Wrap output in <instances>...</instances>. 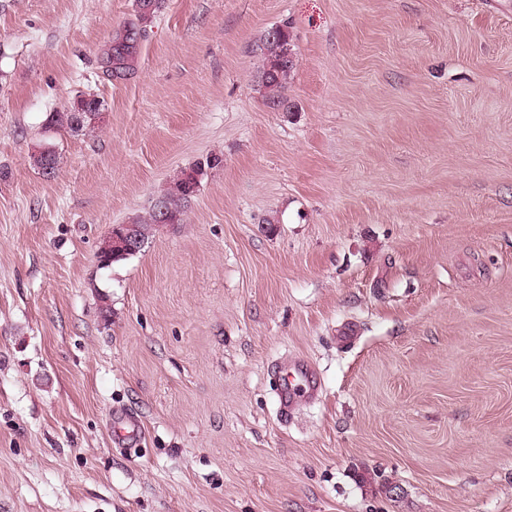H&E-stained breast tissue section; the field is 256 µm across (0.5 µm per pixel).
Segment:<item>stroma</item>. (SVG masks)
Returning a JSON list of instances; mask_svg holds the SVG:
<instances>
[{
  "instance_id": "obj_1",
  "label": "stroma",
  "mask_w": 512,
  "mask_h": 512,
  "mask_svg": "<svg viewBox=\"0 0 512 512\" xmlns=\"http://www.w3.org/2000/svg\"><path fill=\"white\" fill-rule=\"evenodd\" d=\"M133 10L0 0V512H512V0H164L115 80ZM79 93L101 121L51 128ZM133 18L124 22L112 34V48L106 57V72L121 79L134 70L146 27L152 23L163 6V0H135ZM144 4L146 9H141ZM292 34L288 25L271 27L256 44L255 53L260 59L256 80L263 89L267 104L273 109H287L288 84L294 74L298 60L291 47ZM290 50L291 58L286 50ZM221 162L222 159L219 156L210 155L189 170L181 171L167 184L164 192L144 214L137 215L127 222V224H131L134 234L140 237L143 243L137 252H122V250L135 251L138 242L130 236L125 225H113L111 234L114 246L122 250L118 251L116 248H112V236L109 234L99 249L98 259L101 266L108 267L113 262L126 259L127 256L142 251L159 229V224L181 223L183 216L200 190V179L205 167L212 168ZM310 380V372L304 365L294 366L290 371L286 369L279 396L280 409L284 414H288V409L297 396L313 393L314 387Z\"/></svg>"
}]
</instances>
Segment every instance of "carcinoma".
I'll list each match as a JSON object with an SVG mask.
<instances>
[{"instance_id":"cac0c4a2","label":"carcinoma","mask_w":512,"mask_h":512,"mask_svg":"<svg viewBox=\"0 0 512 512\" xmlns=\"http://www.w3.org/2000/svg\"><path fill=\"white\" fill-rule=\"evenodd\" d=\"M163 6V0H135L133 18L124 22L112 34V48L106 57V67L110 74L121 79L134 70L146 27L152 23ZM292 34L289 27L279 25L265 31L256 44L255 53L260 59L256 80L263 89L267 104L273 109L288 107V84L294 74L298 60L287 57L291 47ZM77 117L76 103L69 101L59 110L50 113L49 125L59 131H74ZM32 162L43 175L51 178L58 168V157L51 148H45L32 156ZM222 159L210 155L194 167L180 172L142 215L129 221L134 234L146 244L154 236L161 224H179L200 190V179L207 168L219 165ZM129 253L112 247V236H107L99 249L98 259L103 267L123 260Z\"/></svg>"}]
</instances>
